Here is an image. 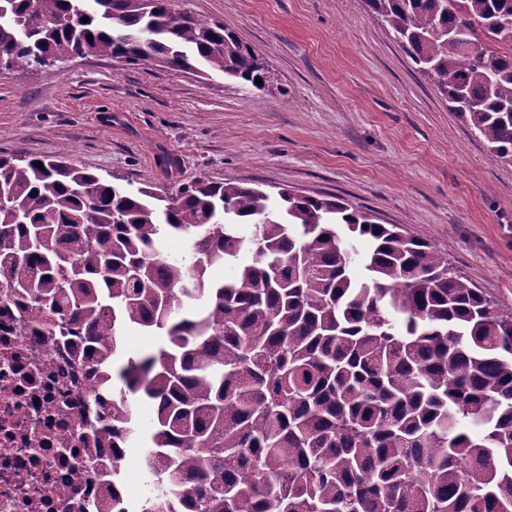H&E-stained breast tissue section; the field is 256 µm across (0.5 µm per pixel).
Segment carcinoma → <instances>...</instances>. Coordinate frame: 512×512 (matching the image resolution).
Wrapping results in <instances>:
<instances>
[{
	"instance_id": "obj_1",
	"label": "carcinoma",
	"mask_w": 512,
	"mask_h": 512,
	"mask_svg": "<svg viewBox=\"0 0 512 512\" xmlns=\"http://www.w3.org/2000/svg\"><path fill=\"white\" fill-rule=\"evenodd\" d=\"M38 2L0 0L7 70L88 53L266 80L171 0ZM364 2L512 163V0ZM0 187V293L93 377L87 512H512V313L426 239L337 199L231 182L170 197L63 156H0ZM172 235L185 255L161 250ZM131 332L159 346L127 357ZM138 443L133 500L117 453Z\"/></svg>"
}]
</instances>
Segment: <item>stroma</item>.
Wrapping results in <instances>:
<instances>
[{"label":"stroma","instance_id":"stroma-1","mask_svg":"<svg viewBox=\"0 0 512 512\" xmlns=\"http://www.w3.org/2000/svg\"><path fill=\"white\" fill-rule=\"evenodd\" d=\"M268 69L220 74L90 56L63 74L0 73V154L170 193L199 180L334 196L400 224L512 310V164L485 145L363 0H173Z\"/></svg>","mask_w":512,"mask_h":512}]
</instances>
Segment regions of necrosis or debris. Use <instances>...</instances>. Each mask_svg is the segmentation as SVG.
I'll return each mask as SVG.
<instances>
[{"mask_svg":"<svg viewBox=\"0 0 512 512\" xmlns=\"http://www.w3.org/2000/svg\"><path fill=\"white\" fill-rule=\"evenodd\" d=\"M0 299V512H82L98 489L78 480L84 461L74 430L93 421L89 383Z\"/></svg>","mask_w":512,"mask_h":512,"instance_id":"obj_1","label":"necrosis or debris"}]
</instances>
